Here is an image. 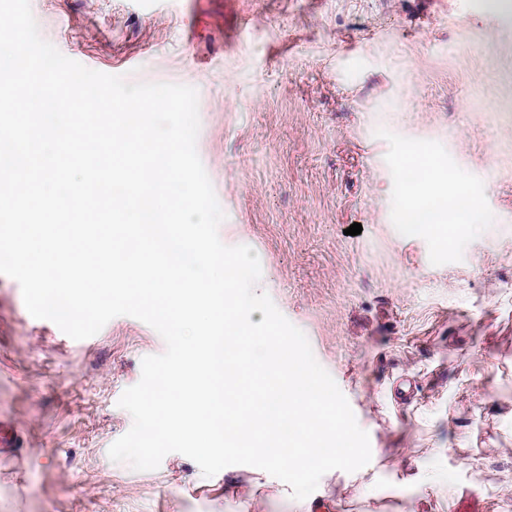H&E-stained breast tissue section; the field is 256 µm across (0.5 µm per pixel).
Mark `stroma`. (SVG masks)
Returning <instances> with one entry per match:
<instances>
[{"instance_id": "obj_1", "label": "stroma", "mask_w": 512, "mask_h": 512, "mask_svg": "<svg viewBox=\"0 0 512 512\" xmlns=\"http://www.w3.org/2000/svg\"><path fill=\"white\" fill-rule=\"evenodd\" d=\"M85 67L198 93L197 152L228 246L301 329L375 465L304 500L234 465L110 460L146 323L75 340L0 274V512H512V11L484 0H30ZM422 148L476 202L445 235L404 221ZM359 235H348L352 224Z\"/></svg>"}]
</instances>
